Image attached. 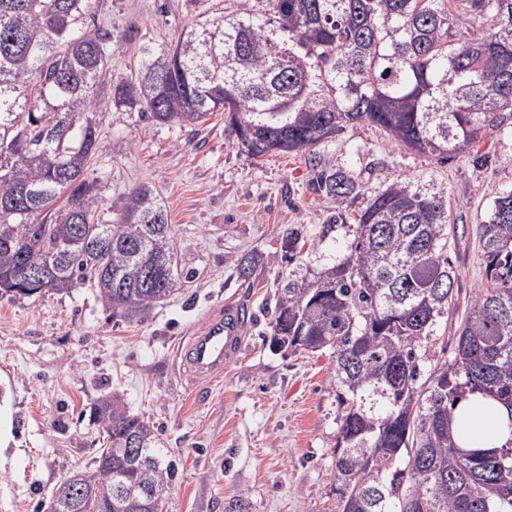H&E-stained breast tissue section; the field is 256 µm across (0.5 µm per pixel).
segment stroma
Segmentation results:
<instances>
[{
	"label": "stroma",
	"mask_w": 512,
	"mask_h": 512,
	"mask_svg": "<svg viewBox=\"0 0 512 512\" xmlns=\"http://www.w3.org/2000/svg\"><path fill=\"white\" fill-rule=\"evenodd\" d=\"M247 0H99L92 27L112 36L116 75L134 72L144 45H167L183 27L247 7ZM89 175L103 184L105 218L129 188L147 185L184 244L192 277L143 321L113 320L84 285L42 298L0 296V512H50L72 469L89 464L104 432L93 405L116 394L154 423L176 465L162 512H339L336 481V356L275 350L271 313L280 265L246 281L237 261L280 252L279 228L317 233L327 215H356L371 195L403 180L448 188V257L458 273L450 326L427 349L428 364L452 360L454 324L488 282L476 235L494 199L512 190V112L500 113L476 148L440 161L401 149L356 125L314 152L254 161L232 145L223 115L201 127L163 125L104 109ZM347 169L363 191L336 201L315 193L309 155ZM249 305L256 321L238 359L205 384L182 375L177 349L212 310Z\"/></svg>",
	"instance_id": "obj_1"
}]
</instances>
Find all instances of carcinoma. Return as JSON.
I'll list each match as a JSON object with an SVG mask.
<instances>
[{"mask_svg":"<svg viewBox=\"0 0 512 512\" xmlns=\"http://www.w3.org/2000/svg\"><path fill=\"white\" fill-rule=\"evenodd\" d=\"M142 48L112 71V35L87 22L93 0H0V293L32 297L88 283L112 317L140 322L184 279L164 205L131 188L115 221L89 178L105 105L159 124L224 131L251 158L317 147L366 124L402 149L441 159L480 143L512 111V0H266ZM470 24L459 25L460 17ZM326 198L360 195L316 160ZM348 223L279 229L287 264L272 335L280 348L336 350L341 512H512V440L463 448L456 403L481 392L512 412V191L476 234L491 288L456 330L455 356L419 383L458 276L448 258V195L399 181ZM48 270L20 287V266ZM259 251L238 262L249 281ZM105 447L74 472L82 512H160L175 464L158 428L112 397L94 406Z\"/></svg>","mask_w":512,"mask_h":512,"instance_id":"cac0c4a2","label":"carcinoma"}]
</instances>
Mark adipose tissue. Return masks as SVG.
Listing matches in <instances>:
<instances>
[{
  "label": "adipose tissue",
  "mask_w": 512,
  "mask_h": 512,
  "mask_svg": "<svg viewBox=\"0 0 512 512\" xmlns=\"http://www.w3.org/2000/svg\"><path fill=\"white\" fill-rule=\"evenodd\" d=\"M453 428L465 448H497L512 439V418L495 401L478 393L456 403Z\"/></svg>",
  "instance_id": "1"
}]
</instances>
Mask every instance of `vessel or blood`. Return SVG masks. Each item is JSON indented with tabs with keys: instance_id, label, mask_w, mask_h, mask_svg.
I'll return each mask as SVG.
<instances>
[{
	"instance_id": "vessel-or-blood-1",
	"label": "vessel or blood",
	"mask_w": 512,
	"mask_h": 512,
	"mask_svg": "<svg viewBox=\"0 0 512 512\" xmlns=\"http://www.w3.org/2000/svg\"><path fill=\"white\" fill-rule=\"evenodd\" d=\"M250 322L249 308L234 302L209 313L204 325L194 329L177 352L181 371L199 382L222 376L236 361Z\"/></svg>"
}]
</instances>
